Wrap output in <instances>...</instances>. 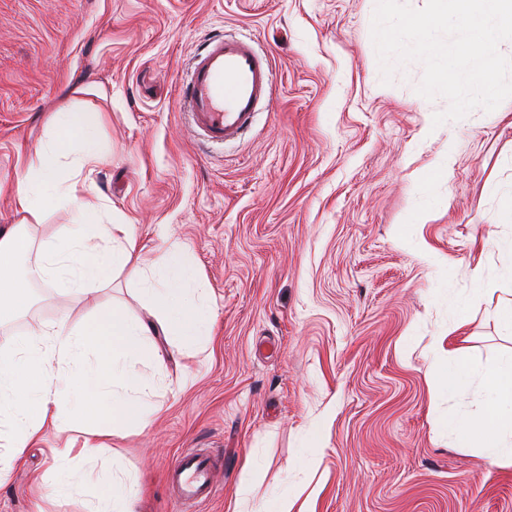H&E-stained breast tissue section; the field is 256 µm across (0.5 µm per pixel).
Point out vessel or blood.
<instances>
[{
  "label": "vessel or blood",
  "instance_id": "b4317fda",
  "mask_svg": "<svg viewBox=\"0 0 512 512\" xmlns=\"http://www.w3.org/2000/svg\"><path fill=\"white\" fill-rule=\"evenodd\" d=\"M180 98L204 141L236 140L273 99L271 60L252 40L213 36L194 56ZM168 482L174 505L184 512L187 503L214 494L215 466L207 455L183 451Z\"/></svg>",
  "mask_w": 512,
  "mask_h": 512
}]
</instances>
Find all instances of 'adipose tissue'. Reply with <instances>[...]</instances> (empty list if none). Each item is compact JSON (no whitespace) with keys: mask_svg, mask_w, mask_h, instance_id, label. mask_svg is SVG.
I'll list each match as a JSON object with an SVG mask.
<instances>
[{"mask_svg":"<svg viewBox=\"0 0 512 512\" xmlns=\"http://www.w3.org/2000/svg\"><path fill=\"white\" fill-rule=\"evenodd\" d=\"M97 130L91 113H54L49 138L17 190L22 221L0 230V319L28 307L30 284H50L63 297L85 296L110 287L123 271L148 315L103 305L89 322L74 325L64 316L0 346V478L24 462L45 428H67L64 410L71 404L85 424L84 436L52 449L59 469L55 493L86 487L88 512H137L139 486L98 465L103 441L130 422L147 423L161 409L150 398L151 379L135 369L146 342L177 336L207 346L215 313L198 292L200 278L182 240L165 239L156 268L146 271L130 225L99 218L98 205L86 200L82 174L98 160ZM56 206L70 208L73 223L33 246L30 227ZM433 351L441 359L434 372L438 390L454 398L476 380L484 395L479 412L449 410L439 427L458 446L483 449L491 464L511 467L512 355L478 365L445 336Z\"/></svg>","mask_w":512,"mask_h":512,"instance_id":"adipose-tissue-1","label":"adipose tissue"}]
</instances>
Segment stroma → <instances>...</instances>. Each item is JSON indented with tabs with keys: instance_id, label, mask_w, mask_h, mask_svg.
I'll use <instances>...</instances> for the list:
<instances>
[{
	"instance_id": "35a3bbf8",
	"label": "stroma",
	"mask_w": 512,
	"mask_h": 512,
	"mask_svg": "<svg viewBox=\"0 0 512 512\" xmlns=\"http://www.w3.org/2000/svg\"><path fill=\"white\" fill-rule=\"evenodd\" d=\"M375 0H0V228L52 113H94L99 163L88 198L131 224L154 265L182 239L218 310L207 350L169 337L152 374L162 411L106 440L103 462L138 481L140 512H173L165 472L184 449L219 453L216 495L189 512H233L241 490L268 512L303 493L311 512H512V468L437 429L431 347L459 305L463 345L489 361L512 334L468 304L473 259L512 300V98L419 136L444 97L420 96L423 66L381 82ZM250 37L274 67L269 111L232 143L204 142L179 87L198 44ZM455 147L450 178L429 164ZM433 211L429 223L414 214ZM425 238L424 256L410 243ZM85 299L48 284L0 321V340ZM47 430L0 479V512H85L84 495L32 487L56 477Z\"/></svg>"
}]
</instances>
